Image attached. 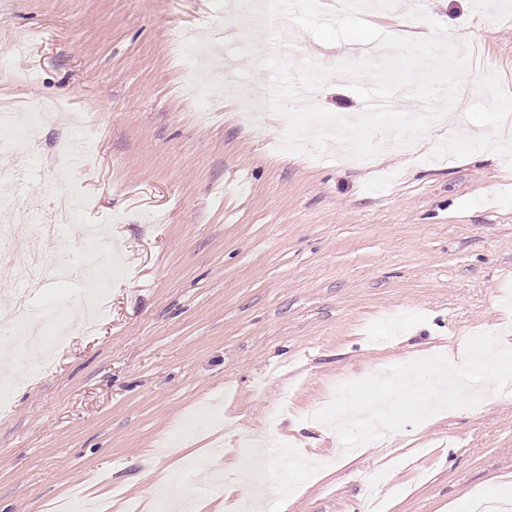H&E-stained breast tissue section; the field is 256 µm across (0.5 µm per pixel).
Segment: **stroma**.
<instances>
[{
  "label": "stroma",
  "mask_w": 512,
  "mask_h": 512,
  "mask_svg": "<svg viewBox=\"0 0 512 512\" xmlns=\"http://www.w3.org/2000/svg\"><path fill=\"white\" fill-rule=\"evenodd\" d=\"M365 21L389 34L478 43L486 69L467 73L477 142L443 156L462 130L447 121L410 159L384 142L374 168L277 149L284 118L255 126L236 97L195 102L176 90L169 46L208 32L214 77L246 90L269 71L235 62L245 32L230 0H0V104L48 101L86 114L89 129L47 126L30 168L0 158V202L42 189L60 146L87 164L67 175L84 219L123 251L93 328L70 321L47 365L20 366L0 401V512H50L72 486H121L144 512L171 475L201 512H234L257 449L283 475L267 492L288 512H361L368 480L388 468L385 512H454L489 481L512 480V392L445 410L348 455L335 430L302 419L335 385L436 354L462 357L479 332L512 345V17L475 0H398ZM424 18L404 28L403 17ZM258 32L260 54L293 65L350 60L282 19ZM332 112L364 103L330 80L312 96ZM71 276L31 291L30 317L80 306ZM293 409L267 428L283 387Z\"/></svg>",
  "instance_id": "stroma-1"
}]
</instances>
